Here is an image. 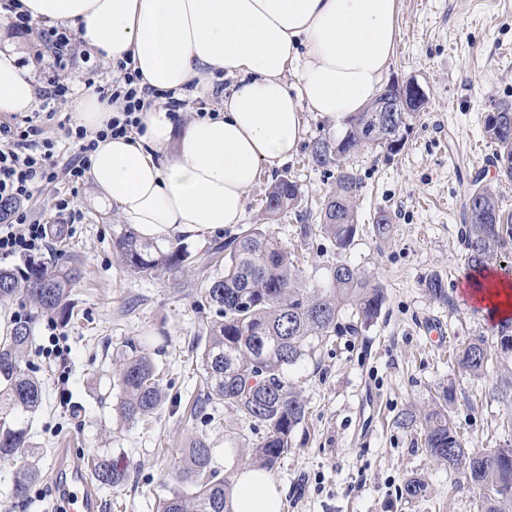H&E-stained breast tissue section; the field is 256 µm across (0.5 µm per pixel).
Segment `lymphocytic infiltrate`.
Wrapping results in <instances>:
<instances>
[{
  "label": "lymphocytic infiltrate",
  "mask_w": 512,
  "mask_h": 512,
  "mask_svg": "<svg viewBox=\"0 0 512 512\" xmlns=\"http://www.w3.org/2000/svg\"><path fill=\"white\" fill-rule=\"evenodd\" d=\"M117 70L121 75L119 83L108 89L100 88L99 94L121 103L120 116L112 118L105 129L93 133L83 126L69 125L66 132L75 150L66 162L58 161L54 142L45 137L42 126L33 120L0 124V205L6 206L10 215L8 223L0 224V259L47 249L50 225L33 219L24 207L36 189L60 181L78 188L100 139L124 137L141 129L139 114L146 98L156 96L157 91L143 85L140 74L127 61L118 62Z\"/></svg>",
  "instance_id": "f902f5d3"
}]
</instances>
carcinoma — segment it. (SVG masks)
<instances>
[{
    "label": "carcinoma",
    "mask_w": 512,
    "mask_h": 512,
    "mask_svg": "<svg viewBox=\"0 0 512 512\" xmlns=\"http://www.w3.org/2000/svg\"><path fill=\"white\" fill-rule=\"evenodd\" d=\"M379 95L363 111L345 122L342 134L320 139L312 147L310 162L317 167L336 166V179L326 195L316 224L299 225L298 237L306 242L324 236L336 250L349 248L358 232L356 198L360 179L350 168L352 155L375 149L385 161L393 160L408 142L413 124L426 100H409L401 130L379 135L371 130ZM511 108L484 117V132L495 146L494 159L500 176L512 181ZM302 205L296 182L282 178L265 196L266 219L274 221L285 211ZM463 227L460 238L467 266L480 273L498 252L512 245V213L500 205L496 189L473 181L464 191ZM393 231L391 218L381 210L374 217L373 233L385 241ZM113 246L124 267L141 276L158 271L177 274L194 262L187 247L140 239L135 229L122 225ZM205 288L201 302L216 309L218 320L207 329L201 354L206 387L194 398L191 414L196 416L210 404L222 403L244 423L262 425L264 436L251 448L252 464L273 469L291 447V436L306 416V405L289 380V371L314 345L340 328L346 311H351L347 329L362 332L380 315L386 300L385 288L374 277L342 261L327 264L329 280L316 288L301 283L293 254L261 226L248 228L241 236L201 261ZM80 278L77 265L48 264L29 260L24 267L0 269V300L25 295L43 314L71 318L70 296ZM428 295L452 310L455 301L439 275L425 282ZM33 329L29 321L17 320L10 336L0 342V458L22 457L32 447L27 428L19 426V413L34 414L43 406L39 380L21 368ZM151 335L127 342L113 375L117 387V409L127 421L150 418L165 401L157 365L147 352ZM512 353V316L498 322L494 344L484 336L463 343L456 353L458 366L468 374L482 376L494 356ZM455 390L441 388L424 413V449L434 460L460 471L471 485L483 490L480 512H512V446L471 453L455 427L449 408ZM213 448L207 434H196L184 449L182 481L189 485L165 499L160 512H232L227 490L228 477L213 464ZM97 481L119 486L126 473L107 456L93 459ZM40 471L33 462L24 464L14 478L17 492L37 482Z\"/></svg>",
    "instance_id": "carcinoma-1"
}]
</instances>
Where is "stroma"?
<instances>
[{
    "mask_svg": "<svg viewBox=\"0 0 512 512\" xmlns=\"http://www.w3.org/2000/svg\"><path fill=\"white\" fill-rule=\"evenodd\" d=\"M13 22V14L0 9V50L11 49L21 64L35 66L34 113H54L45 130L57 154L68 157L72 145L61 121L73 116L78 99L108 86L117 72L79 42L68 56L55 59L41 41L39 25L20 32ZM399 28L384 80L417 78L428 103L407 147L393 161L377 159L369 150L352 158L363 182L357 200L360 230L342 255L381 282L386 301L360 335L331 337L290 373L307 416L271 472L281 491V512H478L481 490L426 454L422 428L395 423L405 410L423 411L436 388L448 382L456 388L453 420L471 451L512 445V432L500 426L512 407L498 396L499 370L492 367L473 378L450 358L471 338H493L494 328L469 304L461 301L448 310L425 288L436 273L448 290H455L468 271L459 217L464 189L474 175L495 184L501 205L512 210V182L498 181L490 166L495 147L483 133L491 101H512V0H400ZM56 82L67 86L66 95H51ZM304 121L307 133L295 157L263 172L248 191L243 223L188 241L192 255L262 223L298 250L306 286L326 281L323 258L333 253L332 242L319 237L301 244L297 230L299 214L318 215L335 181V167L313 166L309 154L317 139L336 130L309 112ZM283 177L297 182L301 211L265 222V193ZM67 191V185L53 184L29 203L34 217L65 230L41 260L65 252L83 270L72 292L75 315L59 325L60 352L52 350L47 317L37 314L26 297L0 301V321L10 325L20 315L33 320L34 342L24 369L46 393L39 412L24 418L41 476L26 494L14 495L16 464L0 460V512H64L61 482L54 474L56 454L63 448L80 449L87 458L107 455L125 471L121 486L98 485L103 512H156L160 500L184 489L182 450L198 432L207 433L216 466L233 475L250 465L249 450L263 429L241 425L235 412L221 405L211 409L210 423L187 418L186 404L202 380L205 329L216 317L214 309L200 303L201 278L192 270L176 277L128 272L112 250V234L123 224L116 209L85 182L71 193L70 213L59 214L52 200ZM381 210L393 224L385 242L370 231ZM433 322L446 330L445 342L432 338ZM148 330L160 334L149 351L163 370L167 402L155 418L133 424L120 419L116 397L106 395L99 378L130 339ZM415 475L425 480V493L412 501L401 498L405 480Z\"/></svg>",
    "mask_w": 512,
    "mask_h": 512,
    "instance_id": "1",
    "label": "stroma"
}]
</instances>
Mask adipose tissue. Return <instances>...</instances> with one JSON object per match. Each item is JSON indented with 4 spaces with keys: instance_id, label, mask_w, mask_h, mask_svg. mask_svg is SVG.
I'll return each mask as SVG.
<instances>
[{
    "instance_id": "1",
    "label": "adipose tissue",
    "mask_w": 512,
    "mask_h": 512,
    "mask_svg": "<svg viewBox=\"0 0 512 512\" xmlns=\"http://www.w3.org/2000/svg\"><path fill=\"white\" fill-rule=\"evenodd\" d=\"M174 99L234 84L218 118L175 130L147 106L142 134L100 140L87 171L140 236L177 242L242 223L248 190L305 138L304 111L341 124L377 95L395 52L399 0H20ZM36 107L34 69L0 50V114ZM233 512H280L267 471L245 467Z\"/></svg>"
}]
</instances>
